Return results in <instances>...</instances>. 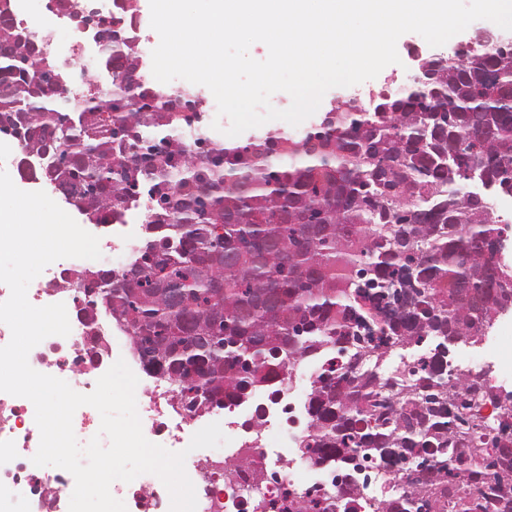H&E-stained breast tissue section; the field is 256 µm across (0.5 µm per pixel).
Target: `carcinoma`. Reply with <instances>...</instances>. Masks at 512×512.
Masks as SVG:
<instances>
[{
	"label": "carcinoma",
	"mask_w": 512,
	"mask_h": 512,
	"mask_svg": "<svg viewBox=\"0 0 512 512\" xmlns=\"http://www.w3.org/2000/svg\"><path fill=\"white\" fill-rule=\"evenodd\" d=\"M104 31L111 83L87 82L67 103L53 58L0 7V134L46 160L39 179L93 224L119 222L146 193L134 263L116 273L65 270L90 296L80 308L92 348L105 312L149 376L199 413L280 384L318 350L328 367L305 405L301 447L348 472L332 495L290 499L277 512H336L360 494L354 474L406 472L407 487L376 512H512V395L448 373V346L484 336L512 310V268L486 245L498 227L469 181L512 196V54L481 47L452 62L423 59L415 87L366 109L340 97L293 136L245 144L166 134L194 128L190 89L148 85L130 36L135 0ZM476 168L469 180L462 167ZM434 344L394 387L379 365L395 347ZM500 409L493 436L472 402Z\"/></svg>",
	"instance_id": "1"
}]
</instances>
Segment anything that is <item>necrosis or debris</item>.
<instances>
[{
    "label": "necrosis or debris",
    "mask_w": 512,
    "mask_h": 512,
    "mask_svg": "<svg viewBox=\"0 0 512 512\" xmlns=\"http://www.w3.org/2000/svg\"><path fill=\"white\" fill-rule=\"evenodd\" d=\"M140 223L121 225L112 237L102 239L100 250L111 255L113 271L125 268L139 252L144 236L143 224L152 214L148 199L136 204ZM30 366L44 374L67 373L73 390L91 393L97 379L114 363L112 356L93 360L88 350L86 329L72 322L68 336H50L34 347L28 356ZM322 362L304 358L290 365L280 394L267 397L255 394L252 402L231 405L202 415L177 409L174 423L161 422L162 412L156 400V385L148 378L140 379L137 407L148 426L150 442L165 448L188 449L186 473L197 496V512H244L251 503L281 500L291 494L301 500L330 491L333 480L319 466L308 464L299 444L297 432L282 435V423L299 421L307 395V384L317 380ZM260 415L262 424L252 434L236 428L238 419ZM220 423L229 439L226 451L248 455L254 470L277 469L278 475L259 489L224 479L221 462L200 451L189 450L192 436L211 423ZM38 427L33 403L25 398L0 392V512H68L74 489L73 476L64 470H46L33 464L39 446ZM405 488L399 475L377 471L360 499L351 503L352 512H374L379 502L400 496ZM127 492L134 512H170V495L155 475L143 474L128 485Z\"/></svg>",
    "instance_id": "1"
}]
</instances>
